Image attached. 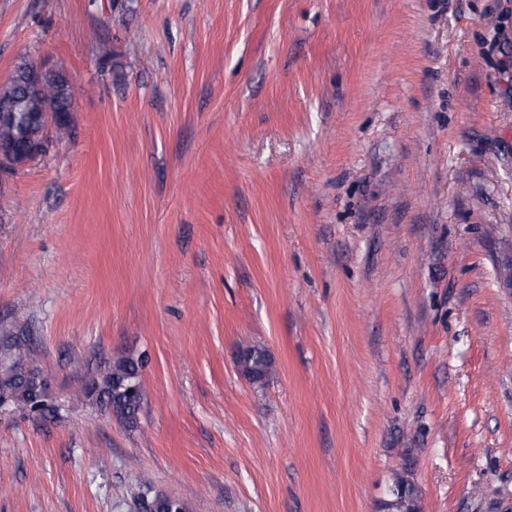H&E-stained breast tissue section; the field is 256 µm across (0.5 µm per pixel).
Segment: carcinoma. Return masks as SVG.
Here are the masks:
<instances>
[{
	"instance_id": "1",
	"label": "carcinoma",
	"mask_w": 512,
	"mask_h": 512,
	"mask_svg": "<svg viewBox=\"0 0 512 512\" xmlns=\"http://www.w3.org/2000/svg\"><path fill=\"white\" fill-rule=\"evenodd\" d=\"M8 351L6 366L0 371V403L19 407L38 416L54 409L44 399V391L37 389L35 377L38 367L31 358L27 345L9 334L0 336V347ZM145 366L144 358L127 357L115 361L99 377L93 378L81 387V393L89 400L105 405L129 427L137 426L143 392L133 395L129 392V382L140 380ZM237 366L252 384L264 383L272 368V360L266 350L249 346L239 351ZM145 493L140 495V508L143 512H154L159 504L163 512H183V504L171 497L149 496V483H144Z\"/></svg>"
}]
</instances>
